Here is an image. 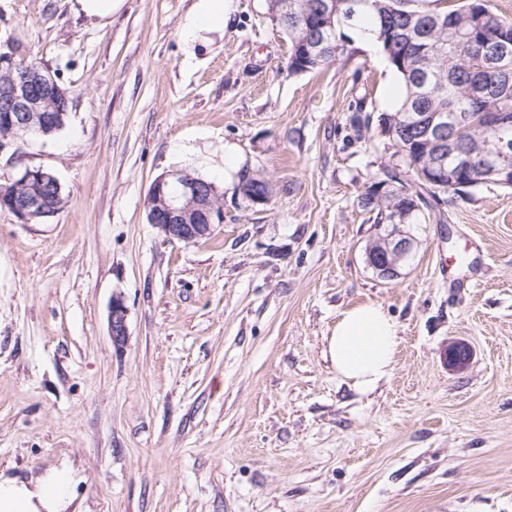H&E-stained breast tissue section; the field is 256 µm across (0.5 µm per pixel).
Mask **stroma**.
<instances>
[{"instance_id":"35a3bbf8","label":"stroma","mask_w":512,"mask_h":512,"mask_svg":"<svg viewBox=\"0 0 512 512\" xmlns=\"http://www.w3.org/2000/svg\"><path fill=\"white\" fill-rule=\"evenodd\" d=\"M193 4L124 0L103 24L72 0H0V49L19 41L71 92L66 127L20 144L66 206L39 224L0 210V474L70 469L69 512H512V189L448 194L403 225L400 276L378 277L358 196L401 161L352 120L388 109L380 48L290 72L266 0H237L189 58ZM228 151L273 183L268 204L225 181ZM181 169L224 202L197 242L146 218L153 180ZM464 251L449 286L440 261ZM368 303L400 344L362 392L328 338ZM126 306L121 297H113L109 311V332L112 338V345L121 349L128 337Z\"/></svg>"}]
</instances>
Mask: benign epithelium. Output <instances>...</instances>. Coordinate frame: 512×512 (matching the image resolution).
I'll return each mask as SVG.
<instances>
[{
    "instance_id": "obj_1",
    "label": "benign epithelium",
    "mask_w": 512,
    "mask_h": 512,
    "mask_svg": "<svg viewBox=\"0 0 512 512\" xmlns=\"http://www.w3.org/2000/svg\"><path fill=\"white\" fill-rule=\"evenodd\" d=\"M305 50L308 57L323 54L326 33L321 26L308 25L305 29ZM0 70L14 73L11 80L0 85V157L17 169V177L11 181L14 189L22 190L13 196L11 212L24 224L36 217L49 218L59 211L63 197L57 177L42 166L23 162L19 150L24 137L16 130L46 137L64 126L65 114L50 106L56 96L69 101L60 86L59 78L42 65L21 67L16 54L0 52ZM448 154H455L448 148ZM446 154V155H448ZM446 155L439 151L434 160L419 169L420 179L427 184H437L447 174ZM499 183L512 182V143L502 142L498 156L482 164ZM179 186V192L171 193L170 185ZM215 186L201 177L184 170H176L157 177L151 184L147 197L148 223L154 225L169 240L196 242L208 238L216 224L224 223V207L216 202ZM376 241L366 250L365 260L380 278L393 280L400 276L401 262L413 251V240L393 224L385 230L375 225ZM109 332L112 345L121 349L128 337L126 306L121 297L112 298L109 311ZM470 351L462 343L448 346V367L462 370L468 364Z\"/></svg>"
}]
</instances>
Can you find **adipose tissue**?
<instances>
[{
    "mask_svg": "<svg viewBox=\"0 0 512 512\" xmlns=\"http://www.w3.org/2000/svg\"><path fill=\"white\" fill-rule=\"evenodd\" d=\"M235 11V0H195L182 23L186 47H194L203 34L224 31ZM398 332L381 306L362 304L342 312L329 338L337 375L358 390L372 389L393 368ZM76 483L65 468L31 485L0 476V512H66Z\"/></svg>",
    "mask_w": 512,
    "mask_h": 512,
    "instance_id": "obj_1",
    "label": "adipose tissue"
}]
</instances>
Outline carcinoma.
Returning a JSON list of instances; mask_svg holds the SVG:
<instances>
[{"label":"carcinoma","instance_id":"cac0c4a2","mask_svg":"<svg viewBox=\"0 0 512 512\" xmlns=\"http://www.w3.org/2000/svg\"><path fill=\"white\" fill-rule=\"evenodd\" d=\"M319 0H267V12L278 18L279 26L288 33L290 56L302 57L303 22L307 13L315 12ZM485 15V33L509 43L512 48V20L492 11L489 0H336L327 18V34L336 50L310 62L308 71L322 70L342 56L351 41L349 32L369 34L390 63L402 88L398 103L389 111L373 117L367 113L354 117L358 136L372 132L378 124L381 134L393 142L396 153L410 173L411 180L400 178V172L385 166L359 194L358 203L374 214L376 224H409L418 212L401 213L403 199L397 192L407 190L417 205L427 200L439 202L449 187L422 186L418 168L432 160L433 149L427 148L424 130L407 124L412 112L425 122L438 114L469 112L472 119L457 134L458 144L475 162L497 152L501 139L512 141V84L504 86L501 64L480 55L465 40L471 17ZM456 19V27L448 28V17ZM241 188L273 196L272 182L258 175L243 174Z\"/></svg>","mask_w":512,"mask_h":512}]
</instances>
